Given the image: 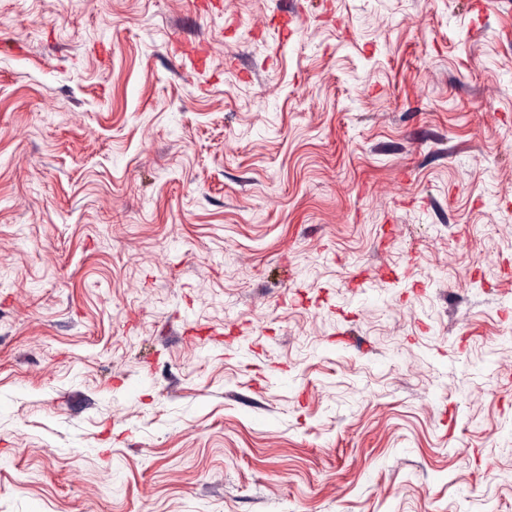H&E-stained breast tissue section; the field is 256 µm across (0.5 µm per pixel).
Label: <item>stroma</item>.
<instances>
[{"instance_id":"obj_1","label":"stroma","mask_w":512,"mask_h":512,"mask_svg":"<svg viewBox=\"0 0 512 512\" xmlns=\"http://www.w3.org/2000/svg\"><path fill=\"white\" fill-rule=\"evenodd\" d=\"M0 512H512V0H0Z\"/></svg>"}]
</instances>
